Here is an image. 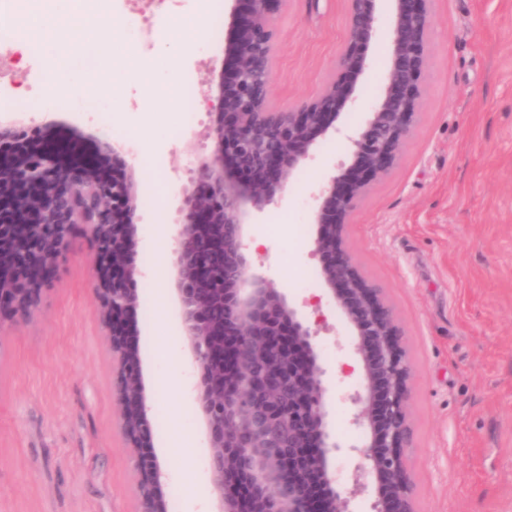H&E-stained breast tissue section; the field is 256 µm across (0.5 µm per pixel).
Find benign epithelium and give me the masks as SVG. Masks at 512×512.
Listing matches in <instances>:
<instances>
[{"instance_id": "7a95c632", "label": "benign epithelium", "mask_w": 512, "mask_h": 512, "mask_svg": "<svg viewBox=\"0 0 512 512\" xmlns=\"http://www.w3.org/2000/svg\"><path fill=\"white\" fill-rule=\"evenodd\" d=\"M235 2L211 101L214 148L194 170V188L181 200L183 221L171 231L173 291L200 372L198 403L218 512H240L244 486L253 512H354L353 499L365 493L372 494V512H415L401 452L410 437L409 365L382 288L362 276L344 239L368 184L388 171L414 132L430 0H389L384 31L380 0H349L347 39L334 76L312 99L288 109L268 99L281 0ZM381 35L387 55L379 94L359 127L333 126L342 109L356 105L357 80L373 66L365 48ZM55 127L38 125L42 142L17 150L24 126L0 122V303H10L19 321L32 318L42 286L66 254L72 226L90 227L99 316L118 363L114 394L134 455L139 512H168L142 359L129 324L138 304L130 288L137 275L130 262L136 172L112 139L74 128L61 142ZM331 130L346 140L348 152L311 193L312 245L353 336L361 385L351 396L359 406L352 425L359 428V444L341 443L330 431V382L317 331L288 294L252 266L245 245L248 226L285 197L294 173L313 157L316 138ZM87 139L94 149L86 164L55 149L62 143L75 150ZM339 456L361 459L357 470L365 480H356L351 492L336 485Z\"/></svg>"}]
</instances>
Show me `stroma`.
Listing matches in <instances>:
<instances>
[{
    "label": "stroma",
    "mask_w": 512,
    "mask_h": 512,
    "mask_svg": "<svg viewBox=\"0 0 512 512\" xmlns=\"http://www.w3.org/2000/svg\"><path fill=\"white\" fill-rule=\"evenodd\" d=\"M197 0H97L72 44L112 22V84L99 87L98 114L43 99L46 69L22 48L0 52V86L16 111L43 113L128 145L140 181L132 315L152 401L154 450L164 467L169 512H215L210 449L192 387L198 381L175 310L157 315L172 295L171 256L156 247L177 224L192 171L211 153L212 72L224 61V19L231 0H210L204 24L185 29L188 50L177 68H156L150 83L126 77L125 47L150 62L170 6L194 13ZM422 98L413 135L398 160L372 181L346 228V247L361 273L382 288L410 368L411 437L403 450L416 512H512V0H431ZM348 0H282L269 101L278 108L311 99L329 81L346 38ZM356 85L362 106L338 125L354 128L379 92L386 46ZM191 88L190 104L169 102V85ZM343 139L319 140L282 201L252 225L253 265L297 303L321 297L317 341L331 381V420L349 441L357 411L351 395L350 329L318 274L310 187L344 158ZM66 258L43 287L30 320L0 316V512H137L134 459L112 396L108 333L96 309L95 250L76 225ZM166 356H159L160 346ZM182 442L172 444V427Z\"/></svg>",
    "instance_id": "obj_1"
}]
</instances>
